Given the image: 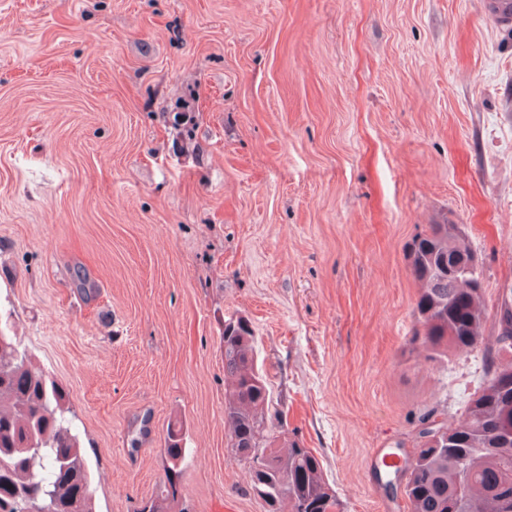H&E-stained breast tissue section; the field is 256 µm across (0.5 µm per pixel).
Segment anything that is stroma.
<instances>
[{
  "label": "stroma",
  "instance_id": "stroma-1",
  "mask_svg": "<svg viewBox=\"0 0 512 512\" xmlns=\"http://www.w3.org/2000/svg\"><path fill=\"white\" fill-rule=\"evenodd\" d=\"M454 216L512 290V38L484 0H0V327L72 395L98 512L186 423L192 512H267L224 425L248 318L279 440L341 512L464 416L479 355L412 341L406 246Z\"/></svg>",
  "mask_w": 512,
  "mask_h": 512
}]
</instances>
